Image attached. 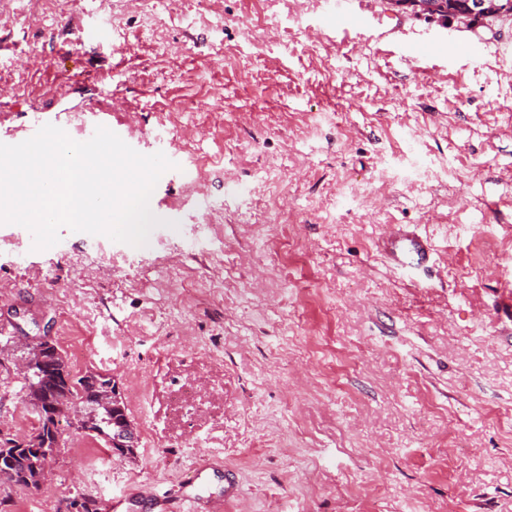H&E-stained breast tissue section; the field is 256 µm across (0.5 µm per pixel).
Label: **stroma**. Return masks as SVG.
Segmentation results:
<instances>
[{"label": "stroma", "mask_w": 512, "mask_h": 512, "mask_svg": "<svg viewBox=\"0 0 512 512\" xmlns=\"http://www.w3.org/2000/svg\"><path fill=\"white\" fill-rule=\"evenodd\" d=\"M344 9L359 26L325 19ZM0 16V143L39 113L83 141L88 112L139 153L175 154L133 247L0 224V349L48 335L73 374H114L136 460L68 434L44 489L0 512H75L149 487L224 512H512V19L471 29L384 0H106ZM153 25H146V18ZM431 40L428 57L407 61ZM215 225V256L188 244ZM409 224L429 272L378 243ZM175 269L160 280L159 264ZM81 360H73V350ZM38 426L0 369V431ZM209 461L200 462L180 485V495L176 502L175 510L181 512H196L201 510V496L197 492V486L202 482L208 469ZM183 505L186 509H183Z\"/></svg>", "instance_id": "obj_1"}]
</instances>
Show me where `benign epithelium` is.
<instances>
[{
  "label": "benign epithelium",
  "mask_w": 512,
  "mask_h": 512,
  "mask_svg": "<svg viewBox=\"0 0 512 512\" xmlns=\"http://www.w3.org/2000/svg\"><path fill=\"white\" fill-rule=\"evenodd\" d=\"M390 7L415 19H456L470 28L486 27L490 23L512 18V0H386ZM40 361L47 367L41 348L29 346V353L14 362L16 371L24 375ZM88 390L97 399V409L112 415V432L107 433L96 422V413L77 412L73 417L79 431L105 439L112 453L126 459L137 457L139 433L127 415L126 405L115 378L105 372H96L88 380Z\"/></svg>",
  "instance_id": "1"
}]
</instances>
